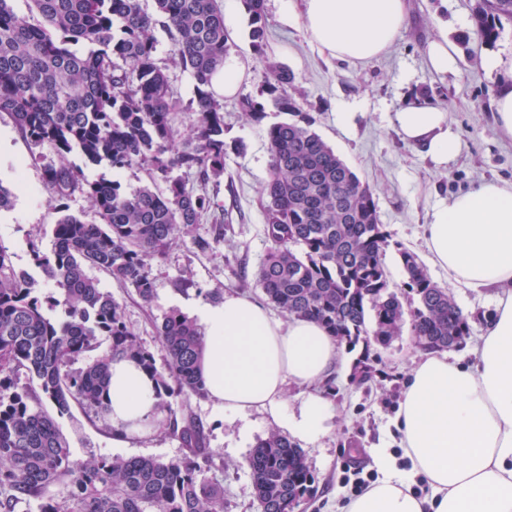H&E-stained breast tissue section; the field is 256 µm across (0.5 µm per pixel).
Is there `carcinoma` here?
<instances>
[{"label":"carcinoma","instance_id":"cac0c4a2","mask_svg":"<svg viewBox=\"0 0 512 512\" xmlns=\"http://www.w3.org/2000/svg\"><path fill=\"white\" fill-rule=\"evenodd\" d=\"M0 0V114L35 146H49L59 162L45 166L47 182L63 201L81 191L99 223L61 215L50 252L30 242L35 265L59 296L40 299L29 274L15 270L0 245V512H224V482L217 455L206 447L202 426L178 418L170 398L206 397L198 358L205 336L178 310L155 324L164 352L156 365L128 327L122 304L88 276L89 266L107 272L139 299L151 301L150 262L165 257L180 231L200 223L212 208L207 192H194L172 176L184 169L201 185L224 176V110L209 91L224 66L229 37L221 0H31L37 22ZM249 37L259 52L266 40L264 0H240ZM512 22V0H478L476 31L487 42ZM162 27L175 46L176 63L197 84L192 133L177 142L180 112L168 76L154 59L153 31ZM267 94L293 120L267 131L269 178L263 216L270 247L256 281L268 301L290 317L312 319L353 350L352 381L375 377L373 345L387 346L410 325L415 346L438 352L462 346L471 333L447 289L432 281L417 254L399 248L406 286L417 305L407 309L390 290L384 264L388 234L379 222L369 188L312 130L288 93L294 77L266 62ZM80 152L89 162L114 169L145 164L153 182L128 193L117 181L86 180L65 157ZM62 307L53 318L47 310ZM108 349L93 357L102 342ZM87 358L83 367L70 365ZM131 359L157 382L156 420L178 438L183 456L72 458L55 417L78 404L109 416L110 367ZM29 382L20 383V373ZM248 466L256 512H296L314 492L304 453L271 430L252 451ZM60 495H50L52 487Z\"/></svg>","mask_w":512,"mask_h":512}]
</instances>
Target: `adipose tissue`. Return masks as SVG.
Wrapping results in <instances>:
<instances>
[{"label": "adipose tissue", "mask_w": 512, "mask_h": 512, "mask_svg": "<svg viewBox=\"0 0 512 512\" xmlns=\"http://www.w3.org/2000/svg\"><path fill=\"white\" fill-rule=\"evenodd\" d=\"M406 0H298L289 21L330 59L367 64L389 52L406 18ZM402 140L444 166L460 152L448 114L413 99L394 114ZM432 264L457 288L495 293L496 314L473 365L448 354L422 355L410 372L395 418L409 471L375 449L380 478L336 512H512V183L486 181L450 195L427 223ZM206 330L200 370L215 408L251 412L312 445L334 427L336 409L322 392L344 365L342 350L316 321L280 319L246 295L198 303ZM308 390L289 410L288 383ZM110 419L127 436H144L156 416L155 384L132 360L112 364ZM430 491L416 494L413 476Z\"/></svg>", "instance_id": "adipose-tissue-1"}]
</instances>
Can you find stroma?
Here are the masks:
<instances>
[{
  "mask_svg": "<svg viewBox=\"0 0 512 512\" xmlns=\"http://www.w3.org/2000/svg\"><path fill=\"white\" fill-rule=\"evenodd\" d=\"M476 0H408V15L393 47L382 58L359 66L329 61L312 46L301 24L289 23L288 0H265L268 32L262 51H255L241 5H233L234 30L228 59L244 64L239 90L223 99L224 140L228 153L224 176L210 182L207 192L214 207L201 223L178 238L167 258L151 264L154 297L145 304L133 289L121 287L106 273L92 268L88 274L124 306L127 325L156 360L164 354L153 323L171 310L189 313L190 306L210 293H242L256 300L264 294L256 274L269 242L265 235L261 191L269 177L267 130L288 120L286 112L266 104L261 119L246 115L243 101L259 98L267 81L266 62L280 63L294 75L292 93L302 112L313 120L314 131L367 185L381 224L390 236L384 262L390 288L403 301L412 294L400 265L397 249L405 247L427 259L425 225L434 204L443 197L485 181L512 182V140L498 135L494 102L506 70H489L494 58H512V23H503L495 42H485L476 32L472 9ZM448 36L458 51L457 72L440 77L426 64L430 39ZM155 59L165 69L170 92L185 105L176 128L186 134L196 120L188 106L196 99V84L189 71L174 65V43L163 29H155ZM421 98L445 109L449 126L460 140L461 153L447 167H436L419 149L402 141L391 118L407 100ZM349 115L348 122L337 119ZM51 148L36 147L21 135L8 115L0 116V184L15 193L11 208L0 211V245L14 264L27 270L39 294L52 293L42 271L33 266L30 242L50 250L52 228L58 218L55 195L47 183L44 166L54 161ZM69 162L91 180L118 181L131 192L150 182L146 167L135 164L116 170L107 163L91 164L77 152ZM224 225V239L207 251L198 250V238L212 237L216 223ZM191 286H184V279ZM452 295L468 318L472 334L453 356L464 365L475 360V350L495 305L489 292L453 289ZM382 374L368 385L351 384L349 372L335 381L330 398L338 417L333 430L304 454L315 477V491L297 512H334L337 502L350 498L344 485L348 468L376 472L372 448L387 447L398 454L394 419L404 385L417 360L410 333H402L389 346H373ZM179 415L196 419L204 427L206 443L224 462V512H255L254 491L246 461L270 426L264 415L224 417L211 402L193 397L173 401ZM58 424L75 459L100 455L154 456L168 461L181 457L177 439L159 431L136 441L112 437L94 412L73 405Z\"/></svg>",
  "mask_w": 512,
  "mask_h": 512,
  "instance_id": "obj_1",
  "label": "stroma"
}]
</instances>
